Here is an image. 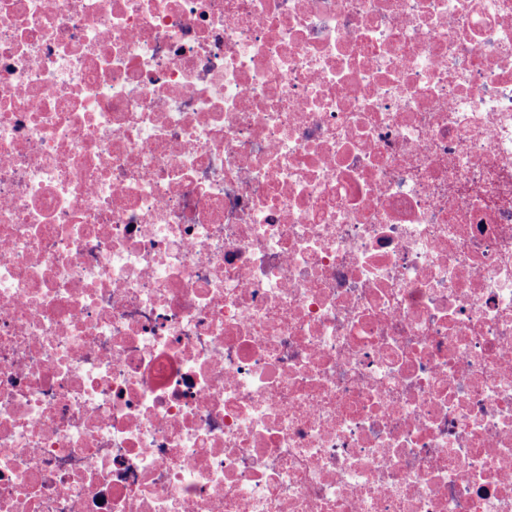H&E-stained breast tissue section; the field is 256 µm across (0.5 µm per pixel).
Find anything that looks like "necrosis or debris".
<instances>
[{"instance_id":"1","label":"necrosis or debris","mask_w":512,"mask_h":512,"mask_svg":"<svg viewBox=\"0 0 512 512\" xmlns=\"http://www.w3.org/2000/svg\"><path fill=\"white\" fill-rule=\"evenodd\" d=\"M0 512H512V0H0Z\"/></svg>"}]
</instances>
